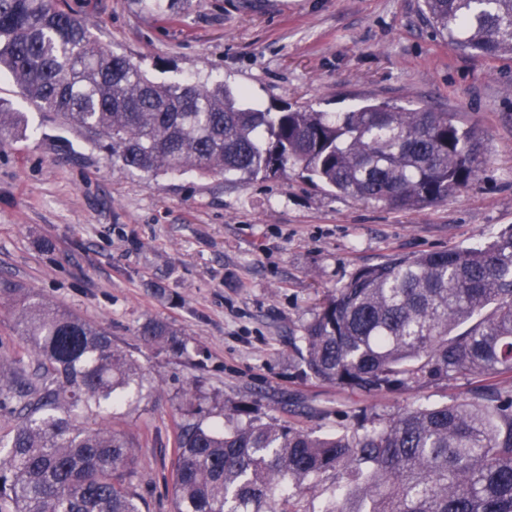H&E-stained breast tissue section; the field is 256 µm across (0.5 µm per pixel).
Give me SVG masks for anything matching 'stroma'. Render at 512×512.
Wrapping results in <instances>:
<instances>
[{"label":"stroma","mask_w":512,"mask_h":512,"mask_svg":"<svg viewBox=\"0 0 512 512\" xmlns=\"http://www.w3.org/2000/svg\"><path fill=\"white\" fill-rule=\"evenodd\" d=\"M103 49L158 81H221L263 108L347 112L390 102L456 113L485 134L486 164L448 201L396 211L295 175L244 184L195 173L118 170L86 134L38 111L0 75V108L19 112L0 141V279L22 284L112 334L150 379L112 416L133 441L149 512H172L173 448L188 407H222L342 432L469 396L470 385L367 395L301 377L302 327L363 266L487 242L512 226V57L452 50L423 0H56ZM149 319L188 340L190 359L144 346ZM34 356L0 299V361ZM201 378L205 399L188 402Z\"/></svg>","instance_id":"1"}]
</instances>
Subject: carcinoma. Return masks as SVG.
I'll return each instance as SVG.
<instances>
[{"label":"carcinoma","mask_w":512,"mask_h":512,"mask_svg":"<svg viewBox=\"0 0 512 512\" xmlns=\"http://www.w3.org/2000/svg\"><path fill=\"white\" fill-rule=\"evenodd\" d=\"M434 34L484 58L512 55V0H424ZM0 71L23 99L82 129L127 172L193 170L247 182L293 173L401 211L444 202L485 163L484 140L455 114L388 103L349 112L248 107L222 83L155 82L99 47L53 0H0ZM22 124L0 110V138ZM37 367H0V512H143L124 434L89 419L146 381L112 334L3 280ZM140 341L188 358V341L149 319ZM302 374L367 394H403L512 374V227L468 247L363 266L303 327ZM174 512H512V386L401 410L319 437L251 419L223 431L179 425ZM348 481L336 486V469Z\"/></svg>","instance_id":"cac0c4a2"}]
</instances>
